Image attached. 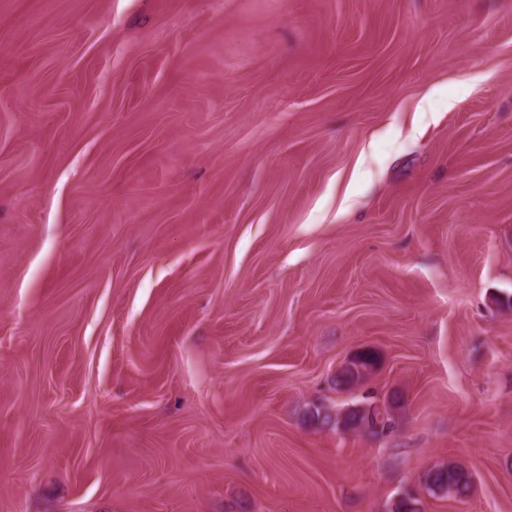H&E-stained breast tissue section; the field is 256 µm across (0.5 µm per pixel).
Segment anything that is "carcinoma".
<instances>
[{
	"mask_svg": "<svg viewBox=\"0 0 512 512\" xmlns=\"http://www.w3.org/2000/svg\"><path fill=\"white\" fill-rule=\"evenodd\" d=\"M378 364L377 353L365 348L357 353L335 375L333 384L338 391H347L360 384ZM400 405L399 397L392 395L383 410L376 405L370 409L360 407L346 408L342 411L323 403L310 405L306 412L311 425L320 429L333 425L345 431L364 432L374 438L388 437L396 427L393 411ZM473 485L472 474L456 465H438L430 469L424 478V487L428 493L453 497L468 495Z\"/></svg>",
	"mask_w": 512,
	"mask_h": 512,
	"instance_id": "cac0c4a2",
	"label": "carcinoma"
}]
</instances>
